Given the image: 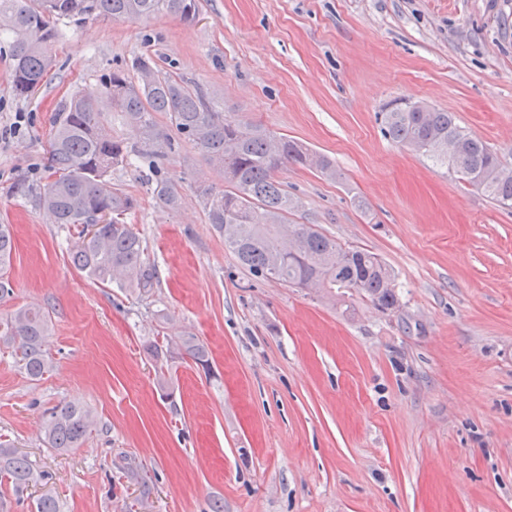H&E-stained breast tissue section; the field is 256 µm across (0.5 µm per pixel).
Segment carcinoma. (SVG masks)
Returning a JSON list of instances; mask_svg holds the SVG:
<instances>
[{
	"label": "carcinoma",
	"instance_id": "cac0c4a2",
	"mask_svg": "<svg viewBox=\"0 0 512 512\" xmlns=\"http://www.w3.org/2000/svg\"><path fill=\"white\" fill-rule=\"evenodd\" d=\"M197 0H0V38L12 61L13 90L27 96L45 81L55 64L52 50L60 37L57 23L75 18L111 21L144 20L168 14L189 20ZM137 76L114 71L104 77L98 98L74 94L55 118L49 142L50 178L38 204L70 237L73 265L102 283L147 294L155 270L144 258L140 233L129 222L138 201L120 187L105 188L106 178L136 160L157 201L176 212L183 203L178 186L165 177L173 151L171 139L157 127L165 112L172 125L222 174L227 188L210 186L198 196L207 223L252 273L298 288L361 294L382 309L398 298L394 275L375 254L346 248L314 224L286 225L299 202L274 179L286 163L314 165L326 176L340 177L325 156L258 126L245 124L222 110L201 88L183 78L159 77L150 57L135 64ZM119 112L141 130L129 143L114 135L105 114ZM384 136L440 162L481 189L497 206L512 209V168L505 155L462 126L453 112L419 104L392 103L381 113ZM13 251L10 225L0 224V299L12 292L8 278ZM47 315L19 307L0 319V342L16 346L27 374L42 377L51 367L42 349L48 335ZM177 349L210 369L208 351L193 337ZM90 429V413L79 403L53 409L44 425L47 445L66 452L81 445ZM13 495L43 477L27 456L0 443V478Z\"/></svg>",
	"mask_w": 512,
	"mask_h": 512
}]
</instances>
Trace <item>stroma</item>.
<instances>
[{
	"mask_svg": "<svg viewBox=\"0 0 512 512\" xmlns=\"http://www.w3.org/2000/svg\"><path fill=\"white\" fill-rule=\"evenodd\" d=\"M197 2L189 22H64L53 70L26 97L0 50V129L25 116L0 142L14 244L0 317L28 306L50 319L42 378L0 345V442L44 472L31 497L53 495L62 512H512V210L385 138L379 117L426 104L511 150L512 0ZM141 56L329 156L339 179L275 172L301 202L288 221L376 254L398 305L356 294L349 317L337 298L242 267L197 200L222 176L185 141L168 164L179 211L135 168L107 179L139 200L150 295L79 272L36 203L55 115ZM188 336L210 370L145 350ZM71 401L92 426L59 454L43 427Z\"/></svg>",
	"mask_w": 512,
	"mask_h": 512,
	"instance_id": "1",
	"label": "stroma"
}]
</instances>
